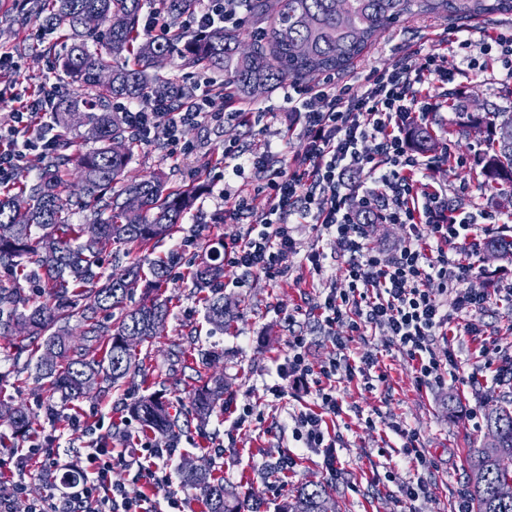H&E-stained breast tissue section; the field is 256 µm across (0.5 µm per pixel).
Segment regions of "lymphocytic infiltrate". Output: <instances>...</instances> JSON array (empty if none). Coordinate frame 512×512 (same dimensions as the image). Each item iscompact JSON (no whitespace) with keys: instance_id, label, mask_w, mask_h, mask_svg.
Segmentation results:
<instances>
[{"instance_id":"1","label":"lymphocytic infiltrate","mask_w":512,"mask_h":512,"mask_svg":"<svg viewBox=\"0 0 512 512\" xmlns=\"http://www.w3.org/2000/svg\"><path fill=\"white\" fill-rule=\"evenodd\" d=\"M494 56L503 70L512 74V33L482 35L472 39L454 35L420 50L417 69L395 63L370 72L362 93L350 84L326 79L313 88L290 82L288 101L302 123L305 151L293 166L270 168V148L244 152L228 145L224 156L233 160L234 172L250 168L266 173L264 185L254 195L236 200L226 210L235 219L245 213L260 212L257 233L235 241L224 249V264L247 273H262L276 279L288 273V260L297 253V242L288 225L298 216L319 225L337 254L345 260L346 287L330 288L315 307V318L322 328L345 324L348 333L333 337L334 356L322 364L313 363L303 337H294L279 374L296 387H314L317 410L301 413L297 435L308 448L336 445L324 426L326 417L339 415L342 404L336 395L341 380L378 379L379 362L372 355L351 356V337L368 330L382 329L391 346L417 363V385L444 384L447 371H458L456 357L440 363L432 351L439 336L453 333L460 320L468 332H476L472 316L489 306L495 297L512 301V287L482 294L465 286L474 266L468 250L456 249L465 239L471 249L481 242L474 232L473 213L454 208L446 191L422 177L437 164L436 158L421 159L412 151L406 127L413 117H427L437 111V103L415 89L416 80L448 81L461 69L481 67L480 59ZM56 92L22 101L10 124L0 126V186L11 183L35 158L54 150L57 138L45 116L52 110ZM129 133L145 143L163 142L175 148L186 125H207L216 120L210 91L169 110L166 104L151 102L127 107ZM374 140L375 151L362 154L358 146ZM365 172L368 182L362 193H354L346 180L350 171ZM379 224H402L408 229L404 244L387 261L367 242L363 216ZM401 452L413 471L400 487L407 503L427 494L424 475L433 466L422 448L419 434L402 431ZM165 448L127 456L125 450L94 445L86 455L83 476L69 482L59 493L28 501L22 512H150L144 492L137 487L113 481L115 466L133 470L135 479H147L150 487L163 488L171 474Z\"/></svg>"}]
</instances>
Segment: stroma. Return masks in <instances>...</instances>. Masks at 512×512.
<instances>
[{"label": "stroma", "instance_id": "obj_1", "mask_svg": "<svg viewBox=\"0 0 512 512\" xmlns=\"http://www.w3.org/2000/svg\"><path fill=\"white\" fill-rule=\"evenodd\" d=\"M37 3L28 0L21 10L13 0H0V46L13 57L11 79L16 90L15 96L0 98V122L4 124L19 109V95L38 94L51 84L66 81L59 62L61 46L55 39L45 38L42 20L36 15ZM457 25V20L449 17L419 15L403 20L374 37L341 77L360 92L371 71L397 62L417 67L418 50L438 42ZM159 72L198 85L209 82L216 93L213 109L223 113L224 120L206 127L184 126L181 140L190 144V152L171 153L158 144H144L127 166L128 177L158 174L171 189L199 183L207 186L174 234L157 245L158 253L176 257L167 280L157 285L151 275H144L124 303L123 309H131L143 300L158 298L170 306L163 331L133 347L149 381H130L63 406L60 414L68 422L64 428L45 420L46 384L34 371H23L18 386L1 388L0 398L26 408L41 437L51 440L61 462L72 470L83 467L87 446L100 437H110L113 447L119 449L144 445L170 448L174 451L172 466L194 459L221 476L227 489L257 501L259 512H281L297 487L305 483L326 485L333 512H403L399 485L387 481L385 473L391 469L408 476L410 466L400 452L403 440L395 429L411 428L419 432L420 448L435 463L426 475L428 495L417 501V512H454L467 495L469 456L488 440L486 412L492 405L512 403V383L494 376L503 367L505 356L512 354V303L494 302L478 313L477 335L461 334L450 343L435 341L437 359L447 360L453 353L461 363L460 378L449 379L441 388L418 387L413 362L389 345L382 330L373 329L355 339L350 344L351 354L376 356L387 378L372 388L359 378L338 383L343 411L327 420L330 432L338 437L335 448L304 447L293 436L294 418L313 407V394L288 386L283 396L276 397L269 388L281 381L278 366L293 337H305L312 361L323 363L332 357L330 336L345 334V327L338 325L333 333H325L307 313L329 286L344 287L343 258L334 253L322 228L295 225L298 253L289 260L287 276L272 280L255 273L239 288L235 285L240 279L238 271L225 269L224 298L237 304L238 316L224 330L207 322L189 278L191 268L214 243L229 244L244 237L259 219L255 213L238 220L224 216L229 196L253 194L262 183L254 171L238 176L225 168V144L232 142L247 150L266 141L272 150L269 165L274 169L291 166L303 153L305 141L294 128L288 86L279 84L250 103L228 108L219 94L222 74L201 76L180 68L174 60L165 61ZM429 94L441 108L429 115L427 125L448 150L447 162L431 171V182L447 189L449 198L464 210L512 215V201H502L483 183L477 160L486 150L484 133L460 130L453 110L442 106L448 98L465 105L494 103L512 108V76L487 57L482 72L456 76L447 85L432 84ZM316 252L325 256L319 272L307 260ZM175 349L185 351V362H173L170 353ZM202 349L214 351V358L198 360ZM219 371L224 374V406L215 410L205 428L192 422L175 438L163 439L144 432L125 410L127 404L157 391L175 407L189 409L197 380ZM247 404L253 408L252 420L238 425L237 417ZM362 412L374 414L376 429L361 424L358 415ZM331 456L338 462L334 474L327 465ZM288 458L293 466L288 474H280L278 466Z\"/></svg>", "mask_w": 512, "mask_h": 512}]
</instances>
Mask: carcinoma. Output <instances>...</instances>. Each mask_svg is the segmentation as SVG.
<instances>
[{
	"label": "carcinoma",
	"mask_w": 512,
	"mask_h": 512,
	"mask_svg": "<svg viewBox=\"0 0 512 512\" xmlns=\"http://www.w3.org/2000/svg\"><path fill=\"white\" fill-rule=\"evenodd\" d=\"M145 0H42L38 14L45 15V28L65 27L61 38L66 53L61 58L64 74L73 92L59 99L53 120L60 128L58 148L42 160L37 181H18L0 190V266L12 276V285L0 284V336L18 341V350L37 355L38 377L49 391L67 403L97 391L102 383L112 388L135 378L143 364L137 360L128 336L140 340L155 337L170 314L166 302L152 300L121 314L107 327L99 321L103 311L123 307L130 282L142 278L136 263L123 269V277L105 273L101 257L112 244L144 248L168 237L174 227L191 213L196 196L205 190L173 191L155 177L126 179V168L141 142L126 129L120 103H148L168 99L179 107L196 96V86L159 73L148 74L158 57L180 60L187 69L224 74L222 89L231 98L248 100L254 88L269 91L287 78L303 80L319 74L340 72L359 57L374 34L416 14L470 20L494 13H511L512 0H345L336 12V0H279L271 12L267 0H250L249 10L263 24L254 35L250 50L241 49L238 29L216 25L207 32L189 34L178 25L193 0H158L169 16L174 35L155 41L142 34ZM94 13L109 22L105 32L87 30L81 19ZM102 48L92 49L89 42ZM307 47L305 55L291 52V43ZM112 73L104 83L100 73ZM458 126L486 133L490 151L480 159L484 184L490 188H512V142L497 138V129L512 125V112L488 107L483 112L458 113ZM94 125L98 146L69 154L72 132ZM413 148L429 151L435 146L431 131L415 124L409 129ZM81 173L84 183L81 205L91 209L90 224L70 222L65 176L69 167ZM140 200V210L129 212L128 196ZM203 297L205 316L218 327L234 319L224 303V260L215 248L191 272ZM37 284L48 299L38 301L21 282ZM85 326V335L107 336L109 343L101 358L89 347L72 345L69 324ZM224 400V375L212 374L192 390L190 413L203 427ZM0 423L23 441L40 448L33 418L19 406L0 399ZM131 415L144 427L166 437L180 430L182 412H171L169 403L149 395L129 406ZM488 432L496 444L476 448L470 468L481 476L468 491L472 512H512V500L497 497V485L512 479V472L498 466V458L512 455V410L506 406L485 415ZM184 484L199 491L205 512H247L248 505L224 487V480L212 476L185 459L180 467ZM327 498L324 484L297 488L283 512H321Z\"/></svg>",
	"instance_id": "1"
}]
</instances>
